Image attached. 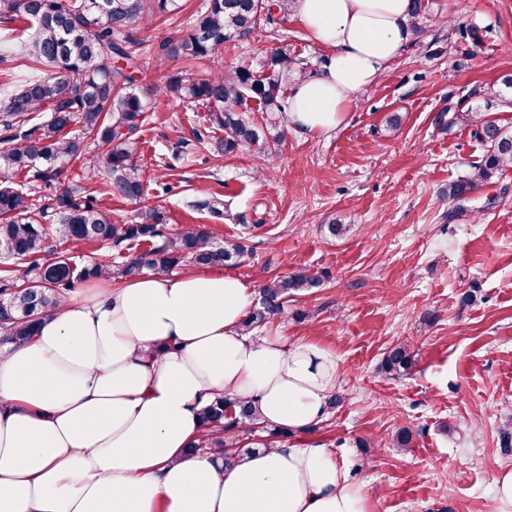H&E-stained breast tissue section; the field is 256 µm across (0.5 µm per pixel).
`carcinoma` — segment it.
I'll use <instances>...</instances> for the list:
<instances>
[{
	"instance_id": "carcinoma-1",
	"label": "carcinoma",
	"mask_w": 512,
	"mask_h": 512,
	"mask_svg": "<svg viewBox=\"0 0 512 512\" xmlns=\"http://www.w3.org/2000/svg\"><path fill=\"white\" fill-rule=\"evenodd\" d=\"M292 0H209L190 31L165 41L159 60L201 61L227 42L248 39L261 19L273 10L282 13ZM179 0H0V23L18 19L28 23L27 38L9 28L0 33V44L18 41V54L37 68L18 80V86L0 93V125L9 136L0 149V251L10 263L0 275V347L28 339L40 318L54 309L75 286L105 273L130 278L147 273H168L181 265L222 267L245 256L238 243H220L215 233L190 229L174 236L162 232L164 216L145 208L132 224L116 222L94 205L96 198L80 195V187L67 181V168L79 167L82 177H106L109 194L138 200L145 192L133 133L147 120V107L135 86L134 75L142 67L140 43L132 36L137 27L152 19L177 12ZM101 15V25L86 29L88 13ZM306 72V64L288 45L271 49L261 74L245 66L231 73L217 71L194 77L184 71L168 78L170 95L186 106L209 107V126L224 132L210 141L195 134L197 143L224 155L240 148H254L269 156L280 145L288 112L282 84L289 74ZM263 114L261 125L250 124L243 113L252 106ZM48 117L38 120L37 113ZM79 126V133L70 128ZM482 136L490 143L485 158L470 175L448 185V198L464 201L478 186L512 165V133L493 121L481 123ZM56 183V194L45 203L32 202L25 185H8L15 177ZM216 197L191 201L197 211L221 215ZM51 209L57 223L52 232L38 216ZM95 242L116 248L141 242L147 249L120 262L79 265L74 257L58 251L52 241ZM320 279L299 271L267 282L261 290V308L242 322L250 331L284 311L294 295L318 287ZM407 347H394L384 369L406 372L412 368ZM201 435L189 451L224 449V464L232 465L249 448H226L225 435L264 429L257 409L249 403L220 397L201 412Z\"/></svg>"
}]
</instances>
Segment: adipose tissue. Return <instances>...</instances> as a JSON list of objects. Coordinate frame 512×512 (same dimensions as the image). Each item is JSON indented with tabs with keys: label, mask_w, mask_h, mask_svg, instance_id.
I'll list each match as a JSON object with an SVG mask.
<instances>
[{
	"label": "adipose tissue",
	"mask_w": 512,
	"mask_h": 512,
	"mask_svg": "<svg viewBox=\"0 0 512 512\" xmlns=\"http://www.w3.org/2000/svg\"><path fill=\"white\" fill-rule=\"evenodd\" d=\"M411 0H295L327 51L288 91L303 135L346 124L359 92L412 37ZM254 291L221 270L101 276L31 338L0 348V512H371L364 484L321 445H274L224 466L187 454L215 397L276 428L326 415L339 361L281 331L241 329Z\"/></svg>",
	"instance_id": "ef3b65f1"
}]
</instances>
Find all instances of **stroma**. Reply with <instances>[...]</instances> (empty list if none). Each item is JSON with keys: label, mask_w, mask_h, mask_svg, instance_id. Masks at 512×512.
Masks as SVG:
<instances>
[{"label": "stroma", "mask_w": 512, "mask_h": 512, "mask_svg": "<svg viewBox=\"0 0 512 512\" xmlns=\"http://www.w3.org/2000/svg\"><path fill=\"white\" fill-rule=\"evenodd\" d=\"M207 3L182 0L179 14L137 29L149 114L135 139L146 191L138 202L116 199L99 176L89 183L99 206L126 223L139 206L155 207L166 234L201 227L245 245L233 271L256 291L298 270L320 276L263 329L335 352L338 400L313 431L281 443L333 449L364 483L372 512H496L494 468L512 466L501 448L512 419V167L461 205L448 186L489 150L480 119L512 130V88L502 83L512 75V0H424L411 40L358 94L347 125L311 138L287 133L270 158L253 150L217 158L196 146L207 110L169 97L168 76L258 72L283 43L311 75L326 52L293 14L278 13L210 59L156 65L161 42L187 33ZM451 100L459 119L446 131L438 117ZM178 145L180 159L161 169ZM204 190L223 200V219L188 207ZM334 222L343 234H330ZM400 344L414 368L385 372ZM403 427L413 434L408 448L392 442Z\"/></svg>", "instance_id": "35a3bbf8"}]
</instances>
